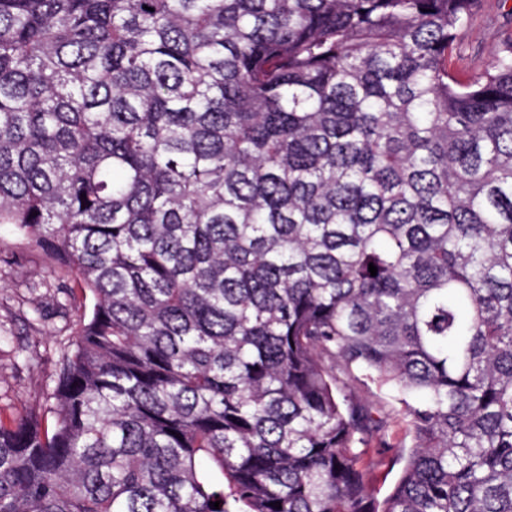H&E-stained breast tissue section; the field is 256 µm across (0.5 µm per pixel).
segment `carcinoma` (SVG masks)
Returning <instances> with one entry per match:
<instances>
[{
	"label": "carcinoma",
	"instance_id": "1",
	"mask_svg": "<svg viewBox=\"0 0 512 512\" xmlns=\"http://www.w3.org/2000/svg\"><path fill=\"white\" fill-rule=\"evenodd\" d=\"M476 4L0 0V224L93 300L0 420V512H512V38L451 71ZM365 381L412 439L381 500Z\"/></svg>",
	"mask_w": 512,
	"mask_h": 512
}]
</instances>
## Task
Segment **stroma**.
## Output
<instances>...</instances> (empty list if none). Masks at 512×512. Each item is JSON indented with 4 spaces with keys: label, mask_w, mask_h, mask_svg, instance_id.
Returning a JSON list of instances; mask_svg holds the SVG:
<instances>
[{
    "label": "stroma",
    "mask_w": 512,
    "mask_h": 512,
    "mask_svg": "<svg viewBox=\"0 0 512 512\" xmlns=\"http://www.w3.org/2000/svg\"><path fill=\"white\" fill-rule=\"evenodd\" d=\"M510 33L512 0H478L470 26L457 36L456 66L483 69ZM90 305L75 272L52 264L0 224V418L44 405L55 386L58 348ZM406 440L404 423L392 422L364 456L362 466L379 494L396 479L391 460Z\"/></svg>",
    "instance_id": "obj_1"
}]
</instances>
